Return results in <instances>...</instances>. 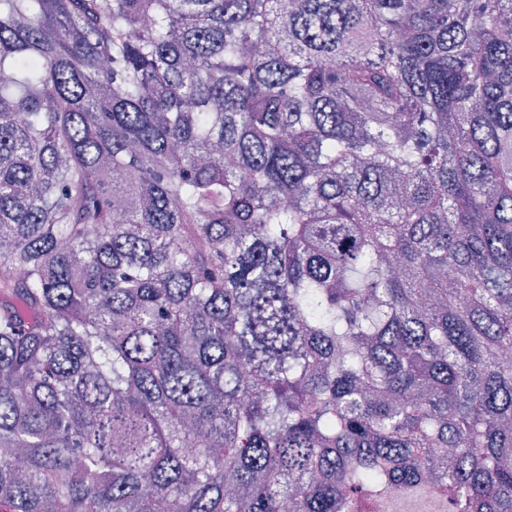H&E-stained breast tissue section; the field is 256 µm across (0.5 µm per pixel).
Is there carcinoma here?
<instances>
[{
    "label": "carcinoma",
    "instance_id": "obj_1",
    "mask_svg": "<svg viewBox=\"0 0 512 512\" xmlns=\"http://www.w3.org/2000/svg\"><path fill=\"white\" fill-rule=\"evenodd\" d=\"M512 512V0H0V512Z\"/></svg>",
    "mask_w": 512,
    "mask_h": 512
}]
</instances>
